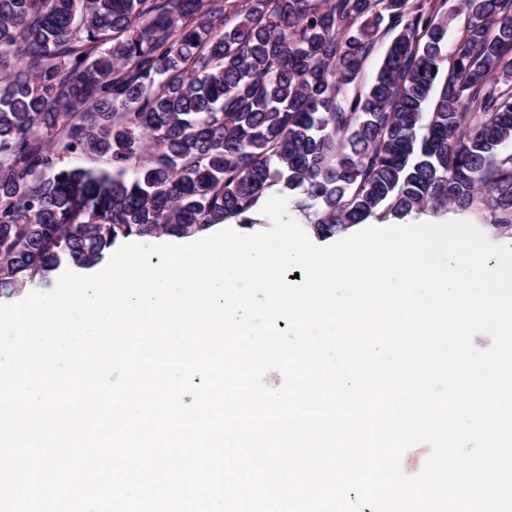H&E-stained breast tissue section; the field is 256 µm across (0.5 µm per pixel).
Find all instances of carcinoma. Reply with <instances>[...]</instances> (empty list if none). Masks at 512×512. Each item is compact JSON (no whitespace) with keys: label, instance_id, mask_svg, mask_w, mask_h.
Listing matches in <instances>:
<instances>
[{"label":"carcinoma","instance_id":"carcinoma-1","mask_svg":"<svg viewBox=\"0 0 512 512\" xmlns=\"http://www.w3.org/2000/svg\"><path fill=\"white\" fill-rule=\"evenodd\" d=\"M464 6L450 45L426 0H0V295L250 227L271 193L320 238L428 208L511 227L512 0Z\"/></svg>","mask_w":512,"mask_h":512}]
</instances>
